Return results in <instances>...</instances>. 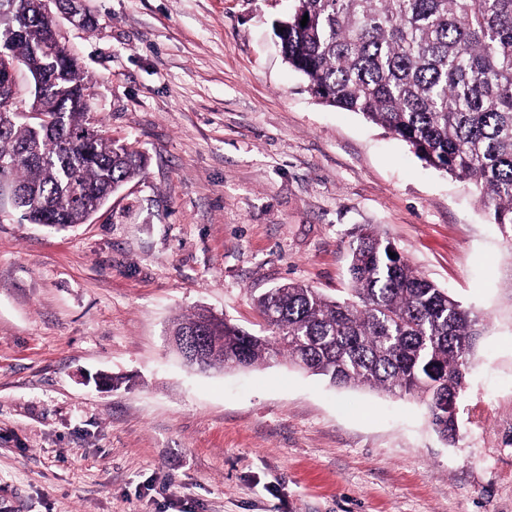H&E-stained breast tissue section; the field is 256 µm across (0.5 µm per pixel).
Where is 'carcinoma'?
Wrapping results in <instances>:
<instances>
[{
    "label": "carcinoma",
    "instance_id": "carcinoma-1",
    "mask_svg": "<svg viewBox=\"0 0 512 512\" xmlns=\"http://www.w3.org/2000/svg\"><path fill=\"white\" fill-rule=\"evenodd\" d=\"M41 0H0V43L29 83L0 98V174L34 224L88 221L146 158L94 130L79 58L50 71L35 55L53 35ZM275 24L278 44L321 102L362 114L418 158L474 187L512 248V0H295ZM306 25H301L303 16ZM58 117L38 127L19 109ZM350 288L332 299L300 282L253 298L265 335L226 318L209 366L251 368L283 359L338 388L416 394L449 444L484 318L414 269L368 225L348 232Z\"/></svg>",
    "mask_w": 512,
    "mask_h": 512
}]
</instances>
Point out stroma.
Here are the masks:
<instances>
[{
	"label": "stroma",
	"mask_w": 512,
	"mask_h": 512,
	"mask_svg": "<svg viewBox=\"0 0 512 512\" xmlns=\"http://www.w3.org/2000/svg\"><path fill=\"white\" fill-rule=\"evenodd\" d=\"M85 3L59 32L147 165L61 230L0 195V512H512V250L476 196L311 94L275 37L292 0ZM358 224L487 318L454 443L417 396L167 342L200 308L258 331L287 280L344 298Z\"/></svg>",
	"instance_id": "1"
}]
</instances>
